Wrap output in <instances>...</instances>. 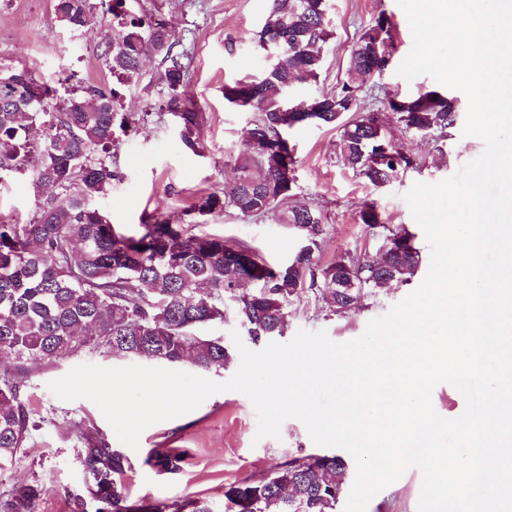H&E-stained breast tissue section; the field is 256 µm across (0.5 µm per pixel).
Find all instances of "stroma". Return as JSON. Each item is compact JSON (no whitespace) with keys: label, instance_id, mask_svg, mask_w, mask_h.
Listing matches in <instances>:
<instances>
[{"label":"stroma","instance_id":"35a3bbf8","mask_svg":"<svg viewBox=\"0 0 512 512\" xmlns=\"http://www.w3.org/2000/svg\"><path fill=\"white\" fill-rule=\"evenodd\" d=\"M53 5L54 0H0V69L27 67L52 82L68 73L72 85L111 88L103 49L105 37L112 32V0H89L95 22L79 31L60 21ZM269 7L270 0H139L141 12L161 16L192 52L187 93L202 114L201 150L195 154L183 147L162 110L157 81L161 59L149 57L139 79L124 88L121 101L124 111L145 114L146 119L119 133L108 159L117 177L96 201L117 231L136 234L144 215L155 211L164 213L171 223L184 224L187 209L200 196H230L234 160L257 115L227 104L224 84L265 69V58L255 49L254 40ZM382 12L394 24V47L382 79L360 92L359 112H380L385 98L435 88L431 77L423 75L409 82L397 73L412 46L409 23L397 0H328L332 36L323 48L317 80L298 84L299 97L336 91L346 78L354 42ZM388 135L415 164L390 183L375 187L340 161L335 129L306 124L289 131L296 147L297 198L317 207L326 226L318 252L320 264L355 249L376 256L379 239L359 218L367 202L376 204L386 224L406 227L414 234L423 261L410 283L367 290L356 308L345 313L332 311L319 291L302 292L288 306L284 341H291L302 329L326 331L337 343L358 339L370 320L385 314L425 277L430 249L403 196L414 183L452 176L482 153L483 144L478 138L463 136L458 125L443 136L424 139L392 122ZM0 214L22 224L34 218L35 196L24 179L11 178L0 184ZM199 229L223 236L227 245L248 247L257 260L270 264L288 262L299 245L297 236L274 216L247 217L230 206L201 218ZM234 330L242 334L246 328L228 299L223 321L208 325L204 332L223 339L230 359L224 367L206 371V378L223 382L237 371L240 355L230 336ZM88 362L103 367L117 364L110 357L78 355L26 378V395L38 427L24 454L0 466V492L15 484H39L38 512H71L68 493L82 489L87 479L78 441L85 423L113 448L122 449L131 466L129 500L133 503L169 506L195 496L209 500L214 512H224L228 484L262 479L290 460L321 451L303 422L295 418L282 424L280 438L256 439V411L238 391L214 394L189 413L151 425L143 431L138 449L122 447L94 403L63 401L48 389L50 381ZM162 448L182 453L181 474L165 475L145 465L147 455ZM421 482L420 471L409 469L370 501L367 512H417Z\"/></svg>","mask_w":512,"mask_h":512}]
</instances>
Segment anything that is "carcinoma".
<instances>
[{
	"label": "carcinoma",
	"mask_w": 512,
	"mask_h": 512,
	"mask_svg": "<svg viewBox=\"0 0 512 512\" xmlns=\"http://www.w3.org/2000/svg\"><path fill=\"white\" fill-rule=\"evenodd\" d=\"M132 2L113 0L116 23L105 44L112 77L119 86L138 79L144 48L153 45L163 64L158 80L166 90L165 111L182 145L198 153L201 113L186 96L191 56L162 21L133 12ZM54 11L74 30L91 23L88 0H55ZM392 29L390 17L379 13L356 40L336 91L292 99V88L317 78L322 68L320 47L331 36L327 0H271L261 35L281 40L280 60L224 84V99L258 118L238 153L233 195L226 202L216 193L204 195L186 215L203 217L226 204L248 217L275 215L301 240L288 263L276 268L227 246L222 236L196 233V225L172 224L161 214L146 216L136 236L116 231L94 206L116 174L93 154H111L116 132L134 121L120 111V91L71 86L63 98L58 87L40 80L33 93L31 70L5 71L12 82L0 83V183L25 175L37 211L27 224L0 219V463L19 458L36 428L21 373L77 353L222 368L229 358L224 341L201 330L224 321L227 297L248 336L260 342L284 334L288 302L306 286L345 313L381 281L410 280L421 264L419 249L411 234L385 224L369 202L359 216L370 229H382L384 265L356 252L318 264L325 224L316 207L295 201L297 158L286 137L304 124L336 129L340 160L376 187L412 164L392 144L380 114L361 115L354 105L366 83L385 70ZM384 106L407 131L429 137L459 118L458 100L443 90L388 98ZM79 439L89 480L70 494L73 512H88L90 503L95 512H140L128 504L123 453L87 427ZM182 462L180 453L167 449L145 459L169 475L179 474ZM345 469L338 455L291 460L258 481L227 485L224 512H336ZM40 492L36 484L14 485L0 493V512H37ZM177 512L213 509L204 498L187 497Z\"/></svg>",
	"instance_id": "1"
}]
</instances>
